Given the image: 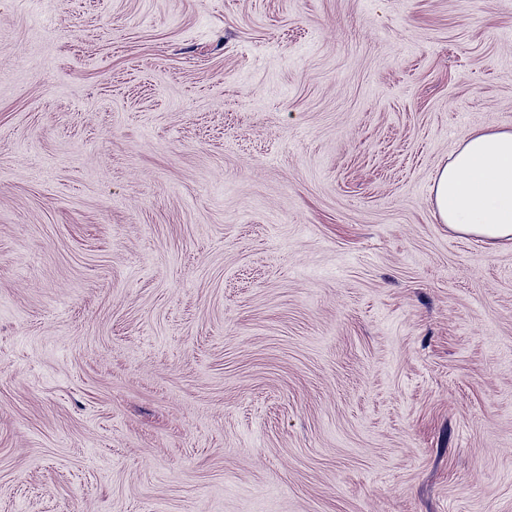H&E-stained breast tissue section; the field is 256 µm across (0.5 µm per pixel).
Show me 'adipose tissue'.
Returning <instances> with one entry per match:
<instances>
[{"instance_id":"1","label":"adipose tissue","mask_w":512,"mask_h":512,"mask_svg":"<svg viewBox=\"0 0 512 512\" xmlns=\"http://www.w3.org/2000/svg\"><path fill=\"white\" fill-rule=\"evenodd\" d=\"M439 223L491 246L512 241V130L476 129L438 169Z\"/></svg>"}]
</instances>
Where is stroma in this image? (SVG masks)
<instances>
[{
  "label": "stroma",
  "mask_w": 512,
  "mask_h": 512,
  "mask_svg": "<svg viewBox=\"0 0 512 512\" xmlns=\"http://www.w3.org/2000/svg\"><path fill=\"white\" fill-rule=\"evenodd\" d=\"M512 0H0V512H512ZM433 204L454 231L489 246L512 241V130L470 131L437 170Z\"/></svg>",
  "instance_id": "obj_1"
}]
</instances>
